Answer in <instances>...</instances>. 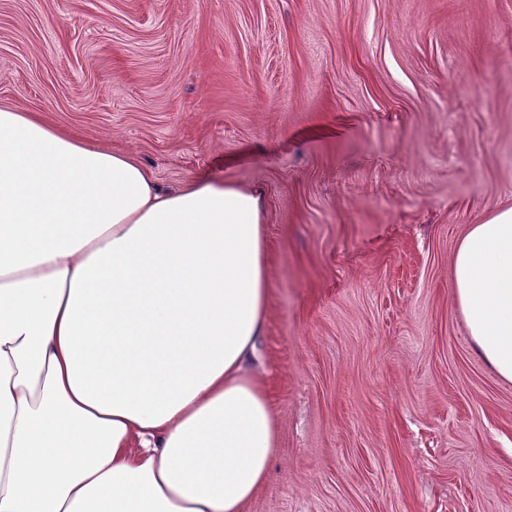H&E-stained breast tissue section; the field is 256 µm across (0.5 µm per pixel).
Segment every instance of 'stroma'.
Here are the masks:
<instances>
[{
    "label": "stroma",
    "mask_w": 512,
    "mask_h": 512,
    "mask_svg": "<svg viewBox=\"0 0 512 512\" xmlns=\"http://www.w3.org/2000/svg\"><path fill=\"white\" fill-rule=\"evenodd\" d=\"M6 106L262 192L279 442L242 512H512V383L453 288L512 206V0H0Z\"/></svg>",
    "instance_id": "obj_1"
}]
</instances>
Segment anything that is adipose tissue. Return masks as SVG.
I'll list each match as a JSON object with an SVG mask.
<instances>
[{"instance_id":"1","label":"adipose tissue","mask_w":512,"mask_h":512,"mask_svg":"<svg viewBox=\"0 0 512 512\" xmlns=\"http://www.w3.org/2000/svg\"><path fill=\"white\" fill-rule=\"evenodd\" d=\"M259 193L162 189L128 153L0 108V512H242L277 444L247 368L268 312ZM512 382V207L453 263Z\"/></svg>"}]
</instances>
